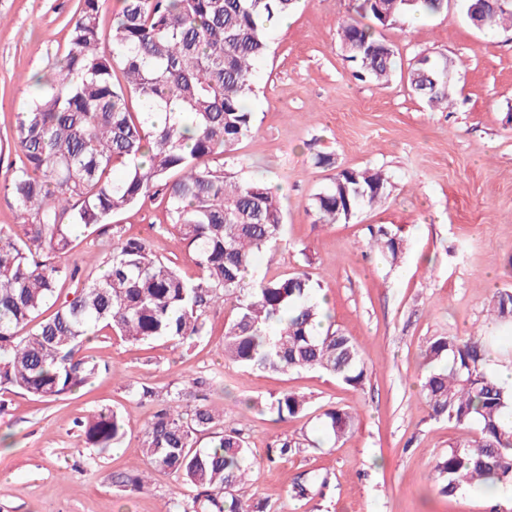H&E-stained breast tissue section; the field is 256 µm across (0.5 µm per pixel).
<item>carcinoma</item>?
Returning a JSON list of instances; mask_svg holds the SVG:
<instances>
[{
    "label": "carcinoma",
    "instance_id": "cac0c4a2",
    "mask_svg": "<svg viewBox=\"0 0 512 512\" xmlns=\"http://www.w3.org/2000/svg\"><path fill=\"white\" fill-rule=\"evenodd\" d=\"M354 15L338 35L359 81H385L401 66L382 29L410 14L436 15L448 0H352ZM101 0H80L67 46L52 78L37 79L38 99L16 113L19 165L4 184L27 223L0 225V387L57 401L101 372L83 347L108 330L133 342L182 343L208 334L209 311L231 303L224 357L240 366L287 374L320 371L351 387L366 378L353 339L329 325L309 273L265 274L245 287V273L281 239L277 191L262 181L224 179L222 160L254 127L247 105L253 67L269 51L266 29L298 0H122L112 48L101 47ZM370 23L364 24L362 20ZM512 25V6L487 8L482 27ZM125 83L112 80L114 63ZM410 89L433 107L450 97L443 60L419 57L406 73ZM137 101L139 111H131ZM124 168L123 176L114 169ZM390 182L380 170L343 168L312 198L316 224L349 220L381 202ZM164 195L170 224L192 252L198 274L184 275L146 241L127 237L112 214ZM108 226L112 238L100 273L56 258L82 232ZM367 249L395 262L402 239L387 225L369 228ZM494 316L512 322V291L492 300ZM493 343L484 336H439L423 352L422 391L434 418L476 436L449 446L435 468L439 492L512 484V393L488 371ZM285 391L269 403L278 419L306 410ZM324 434L337 441L356 414L331 407ZM76 427L86 445L105 452L132 429L100 409ZM152 473L174 475L197 490L176 512H258L239 494L253 467L241 430L224 427V409L208 397L176 392L140 428ZM206 435L210 446L198 447Z\"/></svg>",
    "mask_w": 512,
    "mask_h": 512
}]
</instances>
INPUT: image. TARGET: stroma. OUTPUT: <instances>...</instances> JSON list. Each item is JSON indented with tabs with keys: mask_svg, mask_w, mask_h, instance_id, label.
I'll return each instance as SVG.
<instances>
[{
	"mask_svg": "<svg viewBox=\"0 0 512 512\" xmlns=\"http://www.w3.org/2000/svg\"><path fill=\"white\" fill-rule=\"evenodd\" d=\"M80 0H0V184L18 159L15 115L37 95L34 76L64 51ZM347 0H300L288 25L267 31L268 55L257 65L249 107L255 128L225 162L229 181L262 180L282 198L283 239L255 264L256 276L307 267L328 301L335 329L360 346L368 371L356 389L315 371L275 374L244 369L222 354L231 304L208 314V336L177 344L138 345L103 332L88 347L109 371L78 394L42 402L0 390V512H172L185 488L155 476L131 494L118 477L147 468L140 433L128 432L105 454L86 448L76 420L107 406L143 423L159 399L193 380L242 429L255 463L245 495L264 512H512V496L490 499L467 489L438 492L436 461L462 431L434 418L420 393L422 352L438 336H500L494 362H512V325L490 313L499 290H512V30L474 28L461 0L418 23L398 19L383 35L402 64L420 54L447 59L454 91L431 108L401 73L387 84L360 82L341 48L338 23ZM330 156L319 167L316 155ZM378 168L388 195L349 221L317 224L311 201L338 169ZM189 276L197 268L156 199L112 217ZM398 230L403 254L390 263L367 252L370 226ZM309 406L281 421L268 410L283 390ZM355 411V429L339 442L295 449L269 462L285 440L321 439L320 413ZM326 487L308 498L293 487L309 475Z\"/></svg>",
	"mask_w": 512,
	"mask_h": 512,
	"instance_id": "35a3bbf8",
	"label": "stroma"
}]
</instances>
